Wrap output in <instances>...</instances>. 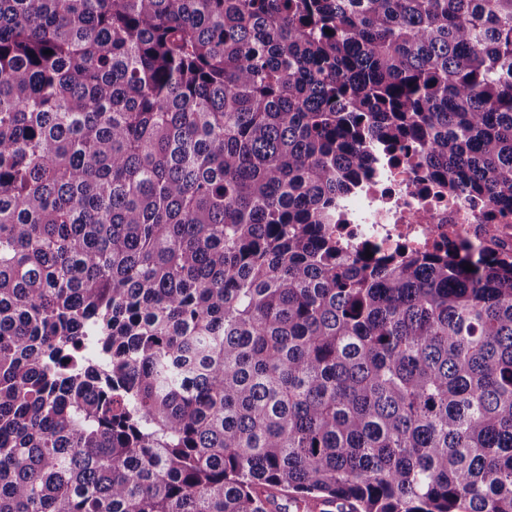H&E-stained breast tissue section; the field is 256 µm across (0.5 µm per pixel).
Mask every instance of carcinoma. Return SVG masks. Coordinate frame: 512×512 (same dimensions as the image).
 <instances>
[{"label": "carcinoma", "instance_id": "1", "mask_svg": "<svg viewBox=\"0 0 512 512\" xmlns=\"http://www.w3.org/2000/svg\"><path fill=\"white\" fill-rule=\"evenodd\" d=\"M377 147L512 207V0H0V512H512V263L344 245Z\"/></svg>", "mask_w": 512, "mask_h": 512}]
</instances>
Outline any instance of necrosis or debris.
Here are the masks:
<instances>
[{
    "label": "necrosis or debris",
    "mask_w": 512,
    "mask_h": 512,
    "mask_svg": "<svg viewBox=\"0 0 512 512\" xmlns=\"http://www.w3.org/2000/svg\"><path fill=\"white\" fill-rule=\"evenodd\" d=\"M337 220L352 247L451 246L483 257H512V212L448 194L394 151H380L371 176L340 205Z\"/></svg>",
    "instance_id": "1"
}]
</instances>
